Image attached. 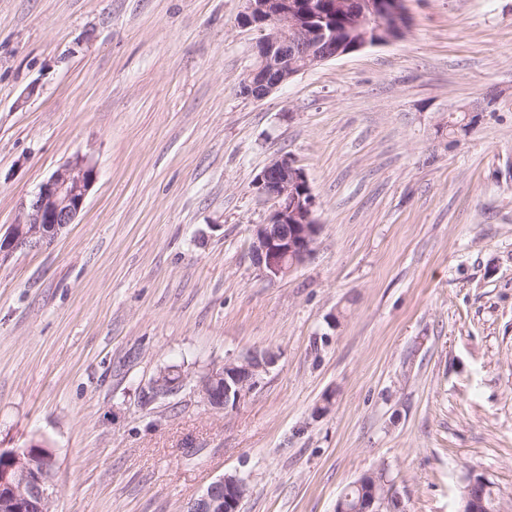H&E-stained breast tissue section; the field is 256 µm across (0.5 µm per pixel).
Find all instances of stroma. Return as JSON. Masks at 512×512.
<instances>
[{
  "instance_id": "obj_1",
  "label": "stroma",
  "mask_w": 512,
  "mask_h": 512,
  "mask_svg": "<svg viewBox=\"0 0 512 512\" xmlns=\"http://www.w3.org/2000/svg\"><path fill=\"white\" fill-rule=\"evenodd\" d=\"M406 7L253 100L245 0H0V235L74 157L97 171L0 265V448L49 441L58 512H183L226 474L240 512H335L370 472L405 512H460L472 474L512 512V0ZM286 153L321 231L270 278L254 183ZM254 349L278 361L236 410L142 399Z\"/></svg>"
}]
</instances>
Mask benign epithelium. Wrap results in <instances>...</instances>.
<instances>
[{"label": "benign epithelium", "instance_id": "benign-epithelium-1", "mask_svg": "<svg viewBox=\"0 0 512 512\" xmlns=\"http://www.w3.org/2000/svg\"><path fill=\"white\" fill-rule=\"evenodd\" d=\"M365 7L355 22L376 34L397 26L403 30L410 18L406 0H362ZM297 0H246L241 20L261 32L256 45L257 64L248 73L241 93L261 100L297 75L340 56L333 37L322 28L303 24ZM96 179L95 167L76 157L55 171L29 200L22 203L21 217L0 237V263L18 250L53 244L83 209L87 193ZM259 194L271 202L264 223L254 225L250 253L254 265L269 276L280 277L304 264L314 251L321 225L315 217V198L305 171L289 155L274 158L255 181ZM277 361L268 350H250L236 358L213 364L192 378L181 374L172 382L162 371L152 380L143 399L156 402L191 389L200 402L216 411L236 409L255 391ZM35 443L23 448L0 450V512H52L56 484L51 475L54 449L36 456ZM470 487L461 512H482L488 480L470 475ZM360 500L348 508L336 501V512H403L401 500L380 495L376 476L367 474L359 482ZM246 485L234 475H224L186 505L187 512H239Z\"/></svg>", "mask_w": 512, "mask_h": 512}]
</instances>
